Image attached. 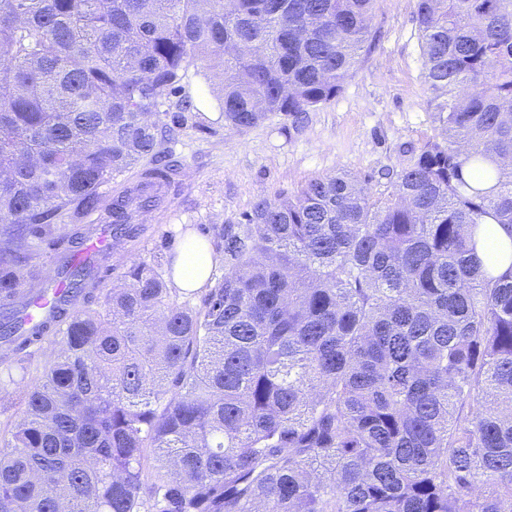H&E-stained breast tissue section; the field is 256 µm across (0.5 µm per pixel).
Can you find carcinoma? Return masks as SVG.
Masks as SVG:
<instances>
[{"label": "carcinoma", "mask_w": 512, "mask_h": 512, "mask_svg": "<svg viewBox=\"0 0 512 512\" xmlns=\"http://www.w3.org/2000/svg\"><path fill=\"white\" fill-rule=\"evenodd\" d=\"M373 3L0 0V365L54 347L0 429V512H512V263L476 256L479 225L512 230V0H417L441 132L384 190L340 172L257 201L198 303L157 259L100 307L112 254L67 261L72 295L26 327L38 230L134 224L177 187L191 64L224 126L294 129Z\"/></svg>", "instance_id": "cac0c4a2"}]
</instances>
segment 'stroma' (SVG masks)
<instances>
[{
	"mask_svg": "<svg viewBox=\"0 0 512 512\" xmlns=\"http://www.w3.org/2000/svg\"><path fill=\"white\" fill-rule=\"evenodd\" d=\"M415 10L416 0H375L370 40L352 77L336 99L311 111L306 124L294 131L278 117L245 133L225 128L216 106L219 80L206 79V62L191 66L185 89L199 98L208 125L186 128L169 143L183 168L181 189L140 217L143 234L101 268V289L119 284L132 263L173 256L189 239L215 248L213 274L222 277L219 235L224 225L238 223L256 199L293 193L308 179L340 170L364 176L399 167L404 144L437 134L439 124L427 106L430 92L421 75ZM51 356L46 349L35 353L27 368H13L12 382L0 392L1 424L16 419L22 387Z\"/></svg>",
	"mask_w": 512,
	"mask_h": 512,
	"instance_id": "stroma-1",
	"label": "stroma"
}]
</instances>
